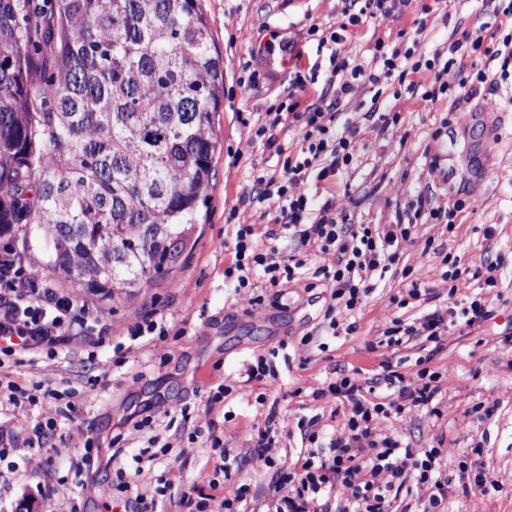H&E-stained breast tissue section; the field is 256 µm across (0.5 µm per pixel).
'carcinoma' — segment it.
Segmentation results:
<instances>
[{
	"label": "carcinoma",
	"mask_w": 512,
	"mask_h": 512,
	"mask_svg": "<svg viewBox=\"0 0 512 512\" xmlns=\"http://www.w3.org/2000/svg\"><path fill=\"white\" fill-rule=\"evenodd\" d=\"M223 96L198 0H0V238L104 300L170 275Z\"/></svg>",
	"instance_id": "carcinoma-1"
}]
</instances>
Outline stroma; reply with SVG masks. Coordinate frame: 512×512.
I'll return each mask as SVG.
<instances>
[{
    "label": "stroma",
    "mask_w": 512,
    "mask_h": 512,
    "mask_svg": "<svg viewBox=\"0 0 512 512\" xmlns=\"http://www.w3.org/2000/svg\"><path fill=\"white\" fill-rule=\"evenodd\" d=\"M344 0H201L215 42L224 57V103L215 120L219 148L208 202L194 227V244L168 277L103 301L79 281L57 277L62 294L88 303L106 331L100 345L75 341L55 353L37 350L0 355V382L13 383L19 405L0 408V447L18 448L16 469L0 463V512L32 500L31 512H104L101 488L114 500L127 496L117 472L139 485L146 512H190L187 497L209 493L220 463L227 480L249 484L254 496L243 512H272L279 467L301 464L309 437L323 441L345 436V407L319 394L330 381L360 379L380 399L379 363L419 385L420 369L435 373L438 391L432 407L379 417L375 438L395 436L425 450L447 446L437 469L448 482L447 512H512V77L497 88L478 86L470 102H458L456 89L477 70L499 68L491 51L512 32L504 0H396L391 18L364 20L345 34L341 55L352 68H370L378 40L410 50L403 77L365 87L340 99L341 122L356 131V158L335 176L309 177L317 203H331L349 224L394 223L418 195L433 208L464 207L454 228L421 216L410 239L385 277L375 281L361 311H336L327 319L330 290L308 263L303 280L280 288L234 292L224 282L235 225H255L264 245L288 252L276 212L258 201L257 174L280 173L284 162L257 130L269 107L288 98L300 105L333 99L328 50L311 25L338 28L346 23ZM499 29L470 52L463 68H449L441 80L448 94L422 101L430 74L414 72L413 62L447 59L451 36L480 24ZM295 41L296 57L270 61L265 43L271 33ZM260 70L252 85L247 77ZM455 260L457 282L445 279ZM494 270L497 285L483 277ZM419 281L430 298L407 296ZM487 301L491 319L465 328L449 325L442 346L423 336L387 347L394 323L419 326L439 311L447 317ZM166 318L176 336L130 340L128 328L141 320ZM271 361L274 377L247 378L258 357ZM229 389L220 402L217 384ZM55 390L72 408L30 409L22 399L34 389ZM152 425L135 430V422ZM54 421L42 446L25 445L35 423ZM275 439L269 457L256 442ZM159 446L150 467L132 460L150 437ZM224 446L217 449L213 438ZM491 484L479 490L477 471ZM171 480L169 496L156 497L157 479ZM65 486L67 499L52 497Z\"/></svg>",
    "instance_id": "obj_1"
}]
</instances>
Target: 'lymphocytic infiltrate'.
I'll return each mask as SVG.
<instances>
[{"label": "lymphocytic infiltrate", "instance_id": "lymphocytic-infiltrate-1", "mask_svg": "<svg viewBox=\"0 0 512 512\" xmlns=\"http://www.w3.org/2000/svg\"><path fill=\"white\" fill-rule=\"evenodd\" d=\"M343 40L336 31L320 40L321 46L330 50L332 75L340 79L337 97L355 93L361 84L375 85L391 78L400 66L401 52L394 48L379 50L380 65L374 70L347 69L338 50ZM293 118L302 147L292 156L278 142L281 109H269L258 129L268 146L285 158L280 174L257 177L259 199L273 203L276 223L320 259L315 273L330 288L332 301L354 311L362 307L371 291L372 277L385 274L396 260L413 224L401 214L396 223L382 229L369 224L354 226L339 222L330 204H317L307 188L309 176L323 180L349 166L354 160L353 136L339 125V114L330 104H310ZM233 238L224 280L235 290L255 287L260 278L272 288L299 280L305 259L263 246L254 225H236ZM98 324V317L86 304L58 293L53 277L30 274L11 245L0 246V354L53 349L73 336L88 340L96 334ZM382 381L391 398L378 403L365 398L363 386L355 378L343 377L328 384L324 396L349 405L345 416L348 434L329 442L327 450L310 451L300 468L279 471L275 486L283 494L277 498L274 512H313L318 499L338 485L347 492L348 505L343 512H387L389 496L412 471L418 485L430 492L424 512H438L448 497L447 482L435 475L440 449L418 453L401 447L392 436L378 443L371 439L372 424L379 416L432 405L437 389L425 381L407 391L403 376L394 371L383 375ZM209 487L210 494L201 496L194 512H237L251 494L244 483L227 488L213 479Z\"/></svg>", "mask_w": 512, "mask_h": 512}]
</instances>
